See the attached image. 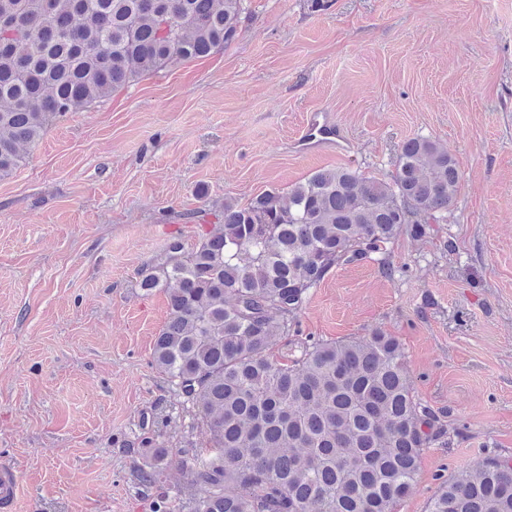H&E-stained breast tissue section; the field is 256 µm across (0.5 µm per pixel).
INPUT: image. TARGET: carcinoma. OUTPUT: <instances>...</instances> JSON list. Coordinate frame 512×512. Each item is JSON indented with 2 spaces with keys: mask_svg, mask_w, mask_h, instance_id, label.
<instances>
[{
  "mask_svg": "<svg viewBox=\"0 0 512 512\" xmlns=\"http://www.w3.org/2000/svg\"><path fill=\"white\" fill-rule=\"evenodd\" d=\"M243 11L244 0H0V179L67 113L231 45ZM460 190L455 159L412 138L389 180L328 169L286 196L226 198L191 251L175 240L138 273L168 298L152 365L209 432L208 446L183 451L202 490L184 512H396L444 432L400 342L376 329L273 349L333 267L375 259L392 274L389 246L447 223ZM167 458L149 449L138 484L159 488ZM429 512H512V459L449 477Z\"/></svg>",
  "mask_w": 512,
  "mask_h": 512,
  "instance_id": "cac0c4a2",
  "label": "carcinoma"
}]
</instances>
